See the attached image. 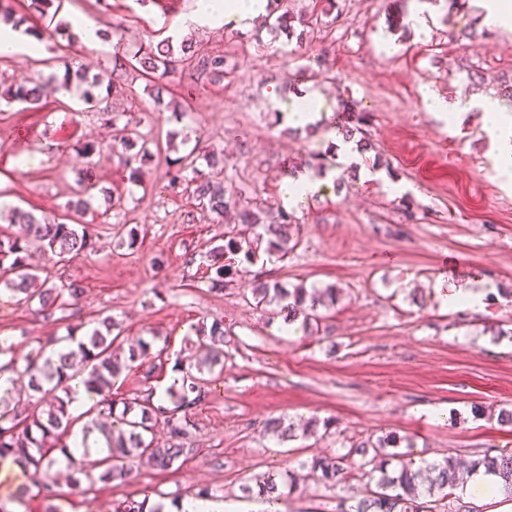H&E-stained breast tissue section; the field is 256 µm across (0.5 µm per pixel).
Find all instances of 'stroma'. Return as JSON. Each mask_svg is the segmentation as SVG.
I'll return each mask as SVG.
<instances>
[{"label": "stroma", "mask_w": 512, "mask_h": 512, "mask_svg": "<svg viewBox=\"0 0 512 512\" xmlns=\"http://www.w3.org/2000/svg\"><path fill=\"white\" fill-rule=\"evenodd\" d=\"M304 42L321 64L298 73L295 41L261 22L219 31L187 29L190 0H66L64 21L88 16L105 25L102 48L80 39L45 41L51 56L98 73L112 66L115 43L136 45L193 37L233 64L224 80L178 74L166 91L130 71L121 95L101 91L160 146L128 181L108 145L111 132L76 97L46 91L40 108L0 100V205L61 219L82 177L78 145L94 141L96 188L83 218L95 248L51 266L49 280L83 287L81 298L45 318L36 306L0 293V340L23 358L68 326L112 317L125 345L150 342L153 353L117 378L114 399L162 388L176 357L195 352L196 326L224 325V370L188 409L189 452L172 468L135 467L122 481L56 483L60 512H117L126 501L180 500L199 488L242 512L261 505L242 486L261 475L283 476L297 462L346 452L352 438L386 432L409 438L417 462L481 451L512 450V182L496 169L498 140L481 114L447 122L428 112L435 95L455 102L477 95L512 113V27L485 25L475 0H435L427 31L410 23L418 0H335ZM315 90L325 109L316 128L290 134L285 114L295 95ZM369 115L361 167L340 169V182L286 206L281 182L304 175L312 155L332 157L342 104ZM224 154V184L270 213L293 212L301 243L281 262L249 266L217 289L204 280L209 251L229 221L198 208L188 192L164 190L167 161L189 145ZM120 196L110 208L106 197ZM412 200L416 221L404 218ZM137 228L136 244L127 232ZM286 287L336 285L340 303L318 325L288 335L276 305L247 297L257 280ZM488 285L480 308L449 309L443 298L470 280ZM315 420L310 436L279 441L264 422ZM345 487L325 488L298 473L286 512H337Z\"/></svg>", "instance_id": "1"}]
</instances>
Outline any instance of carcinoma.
Wrapping results in <instances>:
<instances>
[{
    "label": "carcinoma",
    "mask_w": 512,
    "mask_h": 512,
    "mask_svg": "<svg viewBox=\"0 0 512 512\" xmlns=\"http://www.w3.org/2000/svg\"><path fill=\"white\" fill-rule=\"evenodd\" d=\"M62 6L63 0H30V8L42 19L48 16L49 9L57 13ZM296 22L307 28L319 25L316 18L301 16L296 19L287 12L276 18L275 25L289 36L294 33ZM186 66L193 67L197 79L210 83L221 82L228 71V61L222 53L200 51L187 42L176 48L163 40L155 46L141 44L123 59H115L107 77L73 72L67 66L57 90L68 92L73 87L84 105L83 111L95 110L107 115L106 123L118 128L120 133L111 150L118 154L128 181L136 183L140 172L138 164L152 154L151 146L155 141L150 133H143L127 122L118 127L123 113L101 106L102 99L95 94V89L106 79L112 82V89H117L122 74L130 68L150 78L161 90L163 83L173 79ZM44 92L43 84L23 78L0 92V98L9 103L37 107ZM200 159L206 162L211 172L205 173L197 167ZM221 163L222 158L216 153L201 151L195 146L187 154L170 161V178L166 185L172 192L190 191L199 205L219 218L230 212L235 214L233 227L224 232V243L210 251V264L205 274L214 287L231 282L237 274L235 267L225 263L226 255H240L243 262L252 265L263 254L284 261L300 244V238L285 231L296 223L293 213L281 210L274 215H263L249 202L224 190V178L212 173ZM84 194L85 190L81 189L67 202L66 209L71 217L69 224L39 220L15 207L11 212L16 231L0 234V284L19 303L38 302L40 311L47 318L64 309L70 301L78 300L82 290L73 282L59 287L47 286V281L41 279L40 268L29 262L30 246L39 244L50 258H75L94 248L92 237L81 224L89 208ZM251 295L258 306L280 305L286 311L287 322L300 319L307 325L323 318L319 309L328 310L336 305L339 289L328 286L316 294L302 285L289 290L277 281H261L251 289ZM114 326L110 317L103 318L82 335L79 334L82 326H69L66 335L50 339L47 345L26 357L24 366H19L13 358L0 365V373L9 370L29 377L27 387L9 386L0 392V461L9 459L31 472L36 494L46 501L56 498L51 471L57 459L49 455L50 447L59 438L70 434L75 423L68 411L71 381L81 379L87 392L101 397L96 413L83 426L82 435L86 437L94 431L102 433L108 443L106 455L94 460L86 455L80 458L67 456L68 468L75 475L73 482H80L77 478L80 474L93 485L97 481L127 478L136 463L164 469L178 461L187 452L185 440L192 427L186 411L205 396L204 388L208 383L205 372L224 366L223 325L215 323L208 328L202 325L196 329V336L207 353L202 359L188 355L178 362L177 368L183 373L182 385L178 389L167 388L170 405L155 402L154 390L150 388L123 402V409L118 414L112 402L114 380L124 370L132 369L137 360L150 354V343L141 341L137 346L129 347V355L122 357L114 348L117 341L112 335ZM49 346L56 350L47 356L45 351ZM34 392L41 394L46 407L26 414L19 411L23 404L31 401ZM159 425L169 434V439L162 445L155 438V428ZM262 430L280 440L296 438L294 423H287L282 418L266 421ZM400 444L401 437L393 432L378 437L368 435L352 442L343 455L313 457L300 462L299 467L309 470L317 482L332 488L349 483L354 470L361 474L365 482L351 497L353 504L343 508L342 512H461L448 502L459 488L457 459L450 455L441 462L416 468L413 461L401 460L402 454L396 452ZM355 455L360 456L362 462L354 469L348 459ZM480 467L484 468V473L496 478L506 497L512 501V452L502 450L493 455L486 450L471 462L472 469ZM294 490L291 477L278 481L273 476H264L256 479L255 486L244 487L247 498L268 504L276 503Z\"/></svg>",
    "instance_id": "1"
}]
</instances>
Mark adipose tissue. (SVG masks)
<instances>
[{"label":"adipose tissue","mask_w":512,"mask_h":512,"mask_svg":"<svg viewBox=\"0 0 512 512\" xmlns=\"http://www.w3.org/2000/svg\"><path fill=\"white\" fill-rule=\"evenodd\" d=\"M268 0H197L193 13L186 19L189 27H221L236 23H245L267 11ZM427 111L446 120L459 119L461 114L473 107H480L484 121L502 132L503 138L498 147V173L506 179H512V114L499 109L495 100L486 98L480 103L459 100L448 103L443 98L430 96L425 101Z\"/></svg>","instance_id":"1"}]
</instances>
